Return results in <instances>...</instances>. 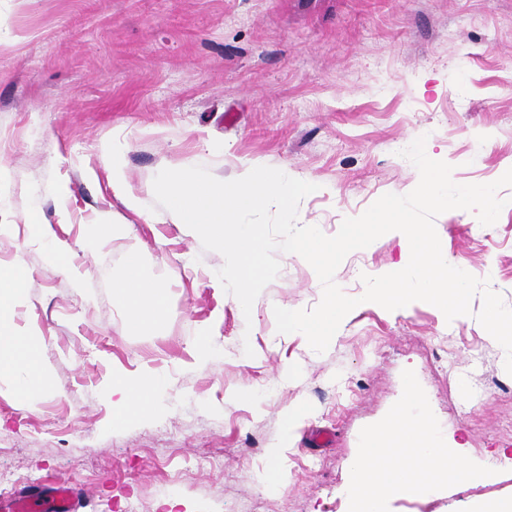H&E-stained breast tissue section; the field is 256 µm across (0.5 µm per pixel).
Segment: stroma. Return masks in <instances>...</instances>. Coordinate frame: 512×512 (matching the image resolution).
<instances>
[{"mask_svg": "<svg viewBox=\"0 0 512 512\" xmlns=\"http://www.w3.org/2000/svg\"><path fill=\"white\" fill-rule=\"evenodd\" d=\"M421 136L456 183L512 168V0H0V267L26 268L14 318L51 378L30 401L0 382V500L61 478L82 512H160L172 497L189 512H348L359 433L401 397L406 369L442 433L494 473L391 498L389 512L512 498V375L475 318L481 297L452 324L426 303L353 309L319 354L278 333L273 313L319 303L302 257L277 252L279 275L243 315L216 276L223 256L155 201L158 172L201 156L223 181L285 167L318 186L299 223L332 236L418 183L400 152ZM115 149L137 210L112 191ZM499 195L494 225L450 210L435 228L454 265L512 308V187ZM105 216L118 232L99 240ZM132 236L143 280L166 289L159 318L137 333L112 295ZM399 254L382 236L334 280L355 294L364 271ZM203 337L218 354L211 369L194 364ZM145 366L169 393L156 412L119 421L104 389ZM291 366L294 384L280 386ZM291 404L304 415L283 481L269 486L260 476Z\"/></svg>", "mask_w": 512, "mask_h": 512, "instance_id": "stroma-1", "label": "stroma"}]
</instances>
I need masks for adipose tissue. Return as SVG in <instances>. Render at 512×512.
I'll return each mask as SVG.
<instances>
[{"instance_id":"adipose-tissue-1","label":"adipose tissue","mask_w":512,"mask_h":512,"mask_svg":"<svg viewBox=\"0 0 512 512\" xmlns=\"http://www.w3.org/2000/svg\"><path fill=\"white\" fill-rule=\"evenodd\" d=\"M128 252V264L113 294L126 308L130 329L136 331L150 322L163 306L164 291L142 286L143 252L134 243L130 244ZM25 281L23 263L17 262L9 270H0V378L11 379L16 395L29 400L45 390L47 376L31 336L15 324L10 314L24 295ZM167 390L160 375L145 370L135 376L113 375L108 394L115 399L117 417L131 421L150 414L155 401Z\"/></svg>"}]
</instances>
